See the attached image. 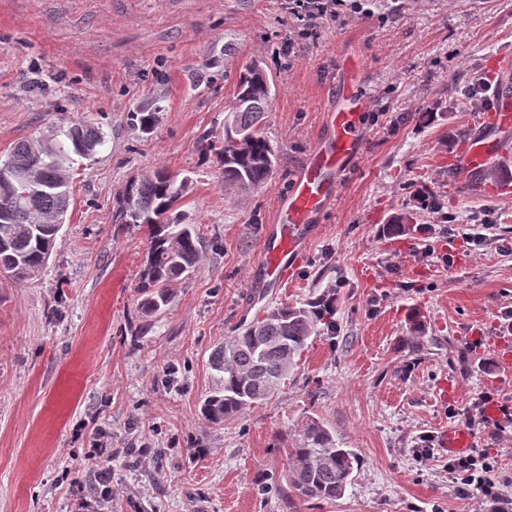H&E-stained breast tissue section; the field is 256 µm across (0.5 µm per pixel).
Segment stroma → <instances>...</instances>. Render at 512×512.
<instances>
[{
	"label": "stroma",
	"mask_w": 512,
	"mask_h": 512,
	"mask_svg": "<svg viewBox=\"0 0 512 512\" xmlns=\"http://www.w3.org/2000/svg\"><path fill=\"white\" fill-rule=\"evenodd\" d=\"M295 26L283 0H0V153L77 117L106 134L74 161L39 280L0 276V512H72V489L94 480V431L112 441V512H482L448 472L445 430L495 456L512 496V420L499 410L512 406V374L496 370L512 354V196H465L448 169L479 110L450 88L480 72L494 97L487 63L512 55V0H361L292 49ZM256 59L276 86L260 132L277 167L241 194L198 146L223 138L238 73ZM348 65L366 98L362 151L279 288L260 270L267 228L327 133ZM140 110L157 114L151 133L127 122ZM159 166L192 178L183 209L205 249L146 324L147 237L112 214L126 181ZM397 215L404 232L387 233ZM478 224L491 230L474 249L464 235ZM329 290L335 335L311 337L270 399L208 425L215 347L267 309ZM415 311L426 332L414 346ZM481 413L496 427L470 428ZM310 418L359 463L341 497L305 504L288 498L284 449Z\"/></svg>",
	"instance_id": "1"
}]
</instances>
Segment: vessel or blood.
<instances>
[{
    "mask_svg": "<svg viewBox=\"0 0 512 512\" xmlns=\"http://www.w3.org/2000/svg\"><path fill=\"white\" fill-rule=\"evenodd\" d=\"M341 108L329 114L330 131L317 143L311 156L280 199L272 230L265 239L262 270L268 282L287 285L302 256L306 241L336 196L339 176L361 151L358 118L365 101L353 76L341 81ZM470 133L452 160V169L464 193L489 192L479 175L497 139L512 132V84L500 82L490 112L469 123Z\"/></svg>",
    "mask_w": 512,
    "mask_h": 512,
    "instance_id": "vessel-or-blood-1",
    "label": "vessel or blood"
}]
</instances>
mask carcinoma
Instances as JSON below:
<instances>
[{
  "label": "carcinoma",
  "instance_id": "cac0c4a2",
  "mask_svg": "<svg viewBox=\"0 0 512 512\" xmlns=\"http://www.w3.org/2000/svg\"><path fill=\"white\" fill-rule=\"evenodd\" d=\"M236 107L224 125V140L204 139L202 157L223 166L224 185L241 192L262 187L272 177L277 157L256 126L272 100L273 82L256 62L240 72ZM133 128L147 133L154 112H132ZM105 143L102 128L77 119L39 139L17 142L0 155V273L16 282L37 278L46 267L70 205L69 170L74 157H89ZM191 180L158 168L133 177L119 191L114 223L144 229L149 247L136 285L143 321L171 304L170 285L192 275L203 257L199 226L187 222L182 201ZM336 329L331 294L299 306L280 304L262 318L237 328L228 343L210 356L218 376L201 414L219 426L245 407L269 399L296 365L307 341L322 329ZM284 479L304 502L341 496L351 481L358 457L336 442L322 421L307 420L299 438L285 449Z\"/></svg>",
  "mask_w": 512,
  "mask_h": 512
}]
</instances>
